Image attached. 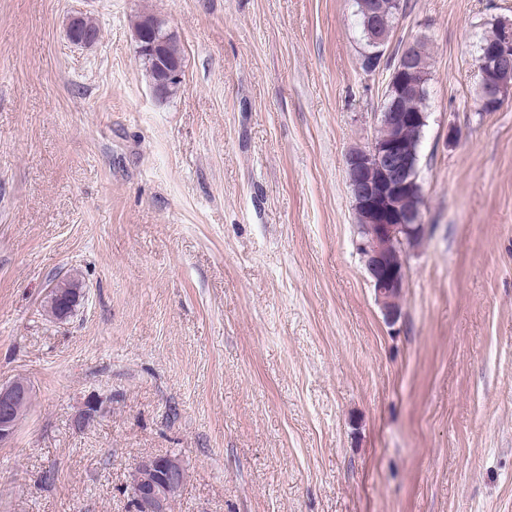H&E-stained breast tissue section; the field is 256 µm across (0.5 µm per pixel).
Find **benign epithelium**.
<instances>
[{
  "instance_id": "1",
  "label": "benign epithelium",
  "mask_w": 512,
  "mask_h": 512,
  "mask_svg": "<svg viewBox=\"0 0 512 512\" xmlns=\"http://www.w3.org/2000/svg\"><path fill=\"white\" fill-rule=\"evenodd\" d=\"M379 2L373 0L369 10L370 42L376 50L367 60L370 71L386 66L390 50L386 36L378 25ZM139 50L157 64L166 76V87L176 89L182 82V63L165 59L162 46L166 35L154 19L145 22L143 30L135 33ZM404 45L398 61L391 70L382 119L396 133L419 124L423 113L405 112L400 101L410 88L416 86L421 70L409 47ZM478 76L485 97L480 108L497 111L504 102L503 78L512 74V25L500 24L499 36L490 44H482L478 55ZM348 185L356 212L367 224L357 249L362 256L370 283L385 319L393 323L400 311L387 304L388 294L405 288L406 271L397 267L398 257L390 249L394 237L415 238L424 234L425 225L419 214L402 203L406 191L417 185L414 158L401 149L398 138L373 141L347 156ZM29 387L18 381L0 385V443L10 440L19 423L18 403L29 398ZM187 479L183 462L174 455L149 456L136 461L130 471V495L136 512H170V505Z\"/></svg>"
}]
</instances>
